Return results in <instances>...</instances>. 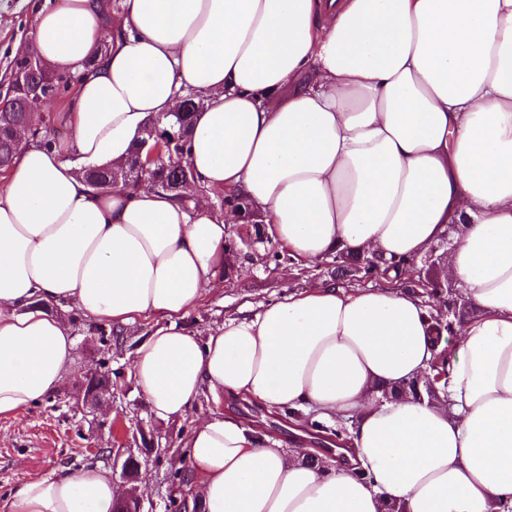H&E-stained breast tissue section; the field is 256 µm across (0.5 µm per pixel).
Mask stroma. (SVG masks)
Returning a JSON list of instances; mask_svg holds the SVG:
<instances>
[{"label": "stroma", "mask_w": 512, "mask_h": 512, "mask_svg": "<svg viewBox=\"0 0 512 512\" xmlns=\"http://www.w3.org/2000/svg\"><path fill=\"white\" fill-rule=\"evenodd\" d=\"M63 0H0V78L15 57L17 42L26 40L32 20L40 9L62 6ZM335 279L332 257L306 267L295 262L279 265L253 259L226 278L219 291L208 295L183 320V327L198 336L223 324L226 317L241 310L282 299L310 284ZM150 324L142 320L123 329L125 342L112 352V377L121 387L112 405L100 412L101 426L89 423L74 405L75 384H68L51 400L41 402L11 419H0V496L11 492L24 478L53 468L78 469L93 463L96 448L109 445L119 449L127 445L137 426L159 436L164 450L152 456L142 475L148 482L143 494L146 512H166L168 500H188L185 488L172 486L171 466L178 461L179 441L189 427L188 421H160L152 415L131 378L134 347L148 334ZM225 413L253 422L260 432L290 440V426L298 424L306 438H316L310 426L313 412L299 410L291 415L270 413L248 403L225 406Z\"/></svg>", "instance_id": "obj_1"}]
</instances>
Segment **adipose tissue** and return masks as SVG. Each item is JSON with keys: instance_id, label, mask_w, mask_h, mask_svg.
<instances>
[{"instance_id": "1", "label": "adipose tissue", "mask_w": 512, "mask_h": 512, "mask_svg": "<svg viewBox=\"0 0 512 512\" xmlns=\"http://www.w3.org/2000/svg\"><path fill=\"white\" fill-rule=\"evenodd\" d=\"M102 0L40 11L19 52L74 75L62 149L23 143L0 176V418L60 391L89 321L151 320L132 377L156 419L190 415L178 455L203 512H503L512 506V0ZM194 92L183 198L94 191ZM237 189L311 265L338 250L419 256L456 224L445 267L479 314L454 326L448 398L397 394L429 370L428 309L407 291L317 282L180 326L222 286ZM352 422L347 464L255 436L224 399ZM371 474L356 477L357 468ZM100 465L51 469L0 512H112Z\"/></svg>"}]
</instances>
